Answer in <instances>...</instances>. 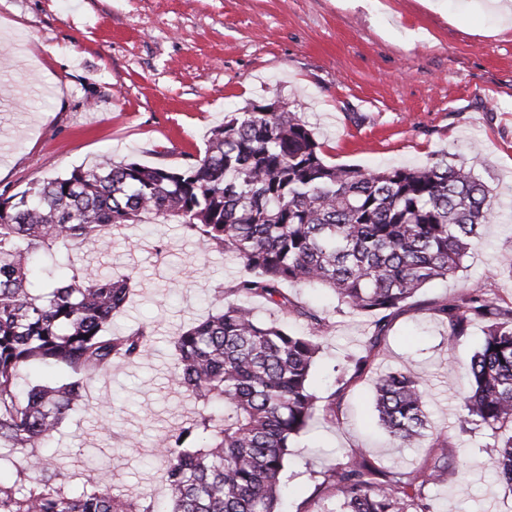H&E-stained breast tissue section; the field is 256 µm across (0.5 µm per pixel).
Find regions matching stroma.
<instances>
[{"mask_svg":"<svg viewBox=\"0 0 512 512\" xmlns=\"http://www.w3.org/2000/svg\"><path fill=\"white\" fill-rule=\"evenodd\" d=\"M275 99L298 107L332 164L418 166L445 152L475 161L492 220L456 277L428 285L395 315L376 368L424 375L432 429L471 459L465 476L430 486L437 512H512V491L489 471L490 431L456 420L460 368L482 329L452 344L431 312L465 288L512 298V278L499 274L512 265V22L473 0H0V193L106 158L182 168L203 156L227 113ZM71 254L90 272L134 277L112 330L148 327L150 352L88 381V407L39 451L43 472L71 492L95 475L157 506L167 469L157 444L197 413L173 383L172 338L213 312L210 298L241 266L174 224L151 236L120 226L98 250ZM287 292L330 314L312 370L315 393L328 395L336 368L362 348L368 319L339 309L328 290ZM339 417L296 441L282 478L284 512H333L335 496L315 498L311 478L332 454L360 448L388 470L429 458L430 438L391 445L369 379L349 383Z\"/></svg>","mask_w":512,"mask_h":512,"instance_id":"obj_1","label":"stroma"}]
</instances>
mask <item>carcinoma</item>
<instances>
[{
	"instance_id": "carcinoma-1",
	"label": "carcinoma",
	"mask_w": 512,
	"mask_h": 512,
	"mask_svg": "<svg viewBox=\"0 0 512 512\" xmlns=\"http://www.w3.org/2000/svg\"><path fill=\"white\" fill-rule=\"evenodd\" d=\"M491 218L474 165L446 154L382 171L329 164L298 110L278 100L230 115L183 169L108 160L1 193L0 448L44 447L86 403V380L148 351L144 326L109 332L132 277L76 267L69 242L92 251L117 224H176L245 274L221 291L220 311L174 337L175 382L201 411L159 444L165 512H281L294 441L320 419L339 422L344 392L371 372L391 316L429 283L454 277ZM286 283L327 288L372 318V335L347 356L326 397L312 390L311 373L329 320L296 304ZM248 300L303 318L307 332L261 320ZM433 311L450 345L482 328L462 367L458 421L491 431L490 471L512 487V300L464 289ZM26 368L55 379L24 385ZM374 390L379 421L398 446L427 435L424 377L390 371L374 378ZM450 445L447 434H433L430 463L410 471H384L354 448L317 472L314 493L336 494V512H433L427 488L469 467ZM41 469L28 455L14 481L0 483V512H155L107 487L68 493L53 475L32 477Z\"/></svg>"
}]
</instances>
